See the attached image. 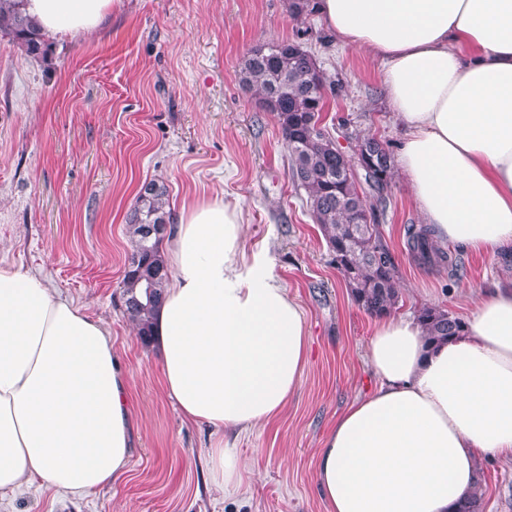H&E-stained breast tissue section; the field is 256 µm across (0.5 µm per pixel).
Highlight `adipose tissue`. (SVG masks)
Returning a JSON list of instances; mask_svg holds the SVG:
<instances>
[{
	"mask_svg": "<svg viewBox=\"0 0 512 512\" xmlns=\"http://www.w3.org/2000/svg\"><path fill=\"white\" fill-rule=\"evenodd\" d=\"M53 38L98 29L112 0H24ZM340 45L382 64L402 131L397 155L440 242L512 252V0H316ZM160 252L170 283L155 315L165 389L219 433L214 485H242L223 436L277 417L309 350L299 305L274 265L248 255L221 197L182 205ZM379 380L319 448L327 512H455L477 458L512 459V283L478 303L465 336L433 345L411 318L374 322ZM130 376L105 324L44 279L0 263V493L39 480L52 493L113 484L134 448Z\"/></svg>",
	"mask_w": 512,
	"mask_h": 512,
	"instance_id": "ef3b65f1",
	"label": "adipose tissue"
}]
</instances>
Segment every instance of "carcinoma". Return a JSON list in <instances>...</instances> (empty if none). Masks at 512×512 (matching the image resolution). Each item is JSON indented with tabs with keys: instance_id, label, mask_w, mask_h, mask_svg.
<instances>
[{
	"instance_id": "1",
	"label": "carcinoma",
	"mask_w": 512,
	"mask_h": 512,
	"mask_svg": "<svg viewBox=\"0 0 512 512\" xmlns=\"http://www.w3.org/2000/svg\"><path fill=\"white\" fill-rule=\"evenodd\" d=\"M0 33L17 42L32 58H45L51 44L22 11V0H0ZM275 52L253 48L240 69L241 83L261 95L262 106L276 118L292 162V179L307 194L306 204L326 237L332 261L342 273L356 304L371 316L391 313L398 302L399 270L395 257L374 222L367 196L382 202L392 179L387 144L372 135L359 139L358 172L372 170L369 195L359 190L360 178L341 168L342 156L324 130L312 123L326 105V80L314 57L300 45L281 42ZM167 190L154 183L139 194L128 224L133 250L121 281L123 312L135 324L139 338L151 336L152 315L169 281V270L159 251L160 236L146 237L144 227L170 216ZM411 256L427 266L448 267L455 276L463 266L433 241L431 230L407 227ZM416 319L432 344L465 333L461 318L439 307H423ZM480 487L459 503L457 512H481Z\"/></svg>"
}]
</instances>
